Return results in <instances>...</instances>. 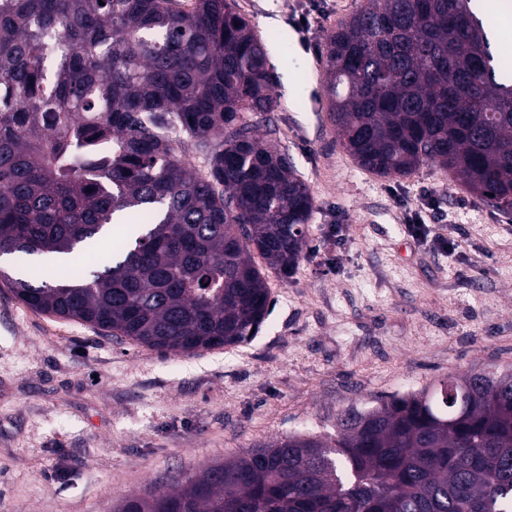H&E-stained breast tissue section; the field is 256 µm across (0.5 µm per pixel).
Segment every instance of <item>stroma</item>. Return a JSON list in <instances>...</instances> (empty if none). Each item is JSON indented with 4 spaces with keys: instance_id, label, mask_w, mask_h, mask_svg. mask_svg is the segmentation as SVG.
I'll return each mask as SVG.
<instances>
[{
    "instance_id": "35a3bbf8",
    "label": "stroma",
    "mask_w": 512,
    "mask_h": 512,
    "mask_svg": "<svg viewBox=\"0 0 512 512\" xmlns=\"http://www.w3.org/2000/svg\"><path fill=\"white\" fill-rule=\"evenodd\" d=\"M324 19L303 24L311 2ZM276 77L270 138L308 185L309 243L236 347L175 356L24 307L0 287V512H116L211 462L449 375L512 372V215L435 164L366 171L328 118L330 30L361 0H235ZM436 206L432 237L407 224Z\"/></svg>"
}]
</instances>
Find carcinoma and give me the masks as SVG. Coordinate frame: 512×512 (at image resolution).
Instances as JSON below:
<instances>
[{
  "instance_id": "obj_1",
  "label": "carcinoma",
  "mask_w": 512,
  "mask_h": 512,
  "mask_svg": "<svg viewBox=\"0 0 512 512\" xmlns=\"http://www.w3.org/2000/svg\"><path fill=\"white\" fill-rule=\"evenodd\" d=\"M472 0H364L324 43L341 146L381 177L423 164L512 214V72ZM234 0H0V281L30 309L172 355L236 346L288 277L314 203L257 130L275 111ZM203 154L196 170L185 142ZM46 281L28 257L94 254ZM128 496L120 512H512V373L450 375Z\"/></svg>"
}]
</instances>
